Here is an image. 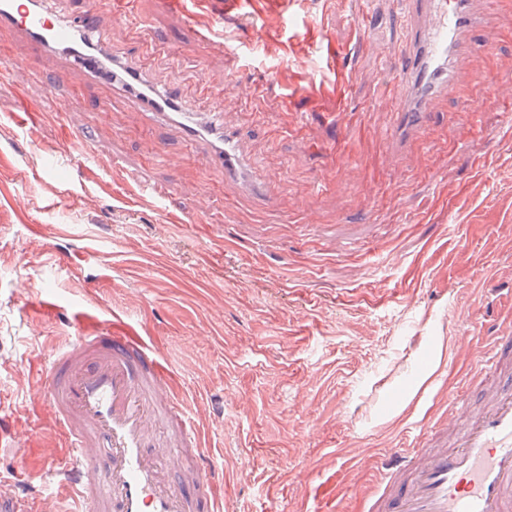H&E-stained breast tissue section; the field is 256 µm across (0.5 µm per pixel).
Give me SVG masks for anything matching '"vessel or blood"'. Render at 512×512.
<instances>
[{"instance_id": "1", "label": "vessel or blood", "mask_w": 512, "mask_h": 512, "mask_svg": "<svg viewBox=\"0 0 512 512\" xmlns=\"http://www.w3.org/2000/svg\"><path fill=\"white\" fill-rule=\"evenodd\" d=\"M409 46L391 64L393 92L378 104L389 120L379 133L391 154L408 152L430 128L440 98L466 84L464 60L471 38L494 37L501 25L495 0H402ZM16 30L35 57L52 53L91 83L117 82L134 112L158 129H176L225 181L271 204L268 184L257 181L238 131L210 112L182 111L179 95L148 82L140 68L102 70L105 39L99 4L82 19L55 17L47 7L0 0V28ZM512 357V327L500 325L475 349L476 376L495 378L485 403H448V418L432 431L449 433V446H430L417 434L395 449L369 500V512H512V380L498 382ZM62 447L46 448L41 480L71 498L75 512H223L214 493L216 456L202 436L175 378L145 341L122 326L82 329L56 349L37 381ZM36 430L16 437L8 405L0 400V440L27 452ZM30 483L0 477V512H38Z\"/></svg>"}]
</instances>
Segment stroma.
<instances>
[{
	"label": "stroma",
	"instance_id": "35a3bbf8",
	"mask_svg": "<svg viewBox=\"0 0 512 512\" xmlns=\"http://www.w3.org/2000/svg\"><path fill=\"white\" fill-rule=\"evenodd\" d=\"M122 7L100 13L111 53L180 88L189 110L228 114L277 204L225 187L175 132L143 126L80 71L54 81L56 57L28 70L30 48L0 30V63L26 67L0 93V392L14 428L50 423L34 376L72 341L75 315L93 316L126 325L175 370L206 452L223 459L224 512H363L376 458L440 415L469 371L461 338L492 323L488 281L512 287V100L492 90L512 66V13L493 40L475 37L467 94L482 100V122L443 106L396 170L367 131L385 121L374 109L381 59L407 43L396 0H285L275 11L244 0L231 15L224 0ZM365 8L383 53L354 37ZM242 83L256 95L239 96ZM25 108L42 120L19 124ZM83 139L124 172L76 175ZM473 141L487 150L477 167ZM50 155L56 173L35 177ZM145 170L167 186L165 208L131 195ZM37 301L57 316L31 312Z\"/></svg>",
	"mask_w": 512,
	"mask_h": 512
}]
</instances>
